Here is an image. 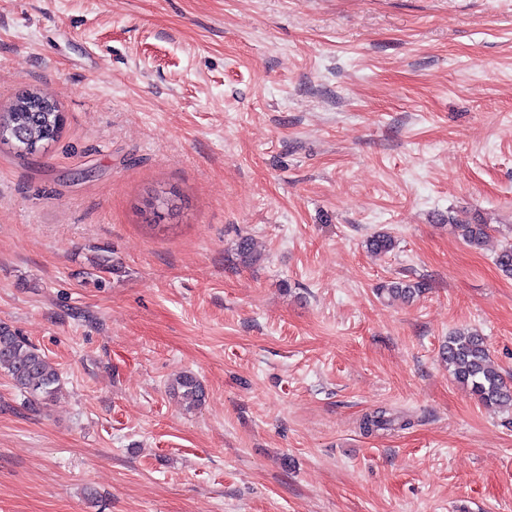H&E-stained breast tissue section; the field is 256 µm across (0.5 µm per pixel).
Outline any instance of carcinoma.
Listing matches in <instances>:
<instances>
[{
	"label": "carcinoma",
	"mask_w": 512,
	"mask_h": 512,
	"mask_svg": "<svg viewBox=\"0 0 512 512\" xmlns=\"http://www.w3.org/2000/svg\"><path fill=\"white\" fill-rule=\"evenodd\" d=\"M28 94L27 90L19 92L9 109L0 113V144L11 147L19 155L46 150L59 137L64 122L58 104H53L51 112L38 111L27 98ZM145 208L155 219L166 214L175 216L180 211L176 195L166 191L149 196ZM448 224L473 247L482 246L492 230L491 225L466 216L451 217ZM365 246L374 255H385L394 249L395 243L391 235L380 232L367 239ZM496 265L504 276L512 278L511 242L498 252ZM377 292L388 301L410 302L422 293V288L398 281L381 286ZM441 355L456 383L482 405L512 409V388L492 366L489 349L478 331L468 328L454 331L442 346ZM0 375L8 377L21 394L38 401H50L61 390L59 373L49 359L6 324H0ZM169 391L189 410L198 408L205 400L204 387L192 374L175 379ZM396 421L387 410L377 408L364 415L359 428L368 435L387 430Z\"/></svg>",
	"instance_id": "1"
}]
</instances>
